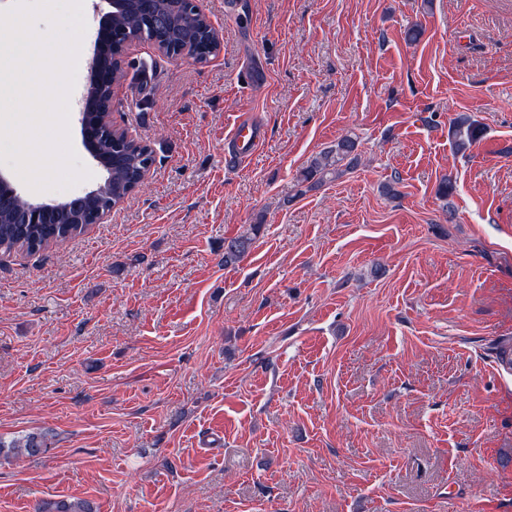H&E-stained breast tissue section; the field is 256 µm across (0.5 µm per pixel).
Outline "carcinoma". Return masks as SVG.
Wrapping results in <instances>:
<instances>
[{
	"instance_id": "1",
	"label": "carcinoma",
	"mask_w": 512,
	"mask_h": 512,
	"mask_svg": "<svg viewBox=\"0 0 512 512\" xmlns=\"http://www.w3.org/2000/svg\"><path fill=\"white\" fill-rule=\"evenodd\" d=\"M130 37L154 42L169 54L190 50L195 60L204 61L217 51L214 27L192 0H150L144 8L142 0H123L120 10L112 17V37L102 48V55L111 60L120 54L122 44ZM124 78L121 65L106 69L95 95L106 100L114 84ZM450 133L456 150L464 151L481 136V129L470 116L459 114L450 123ZM358 143L344 136L336 144L321 150L300 174L299 182L312 189L343 174V168L358 164ZM95 158L104 172L100 191L66 212L50 213L34 222L26 217L24 200L11 197L0 199V251H25L33 254L82 233L87 219L109 204H118L129 195V190L141 172L155 161L154 152L125 136L98 133ZM262 225L249 224L236 237L224 241V266L241 262L250 252L260 234ZM52 450V435L32 432L19 438L0 437V457L26 456L43 458ZM35 512H94L93 505L84 499L43 501Z\"/></svg>"
}]
</instances>
